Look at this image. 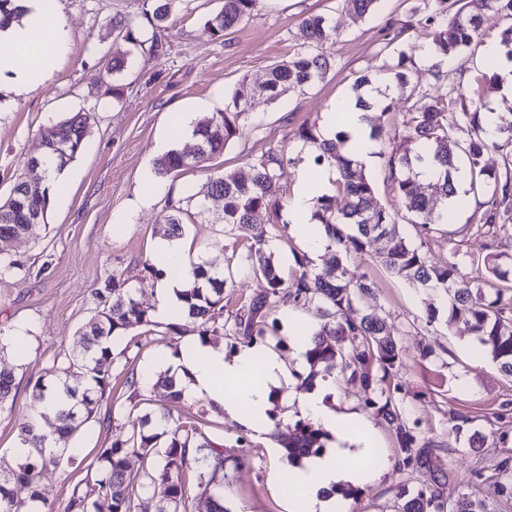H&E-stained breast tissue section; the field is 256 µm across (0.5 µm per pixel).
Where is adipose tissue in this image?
<instances>
[{"label": "adipose tissue", "mask_w": 512, "mask_h": 512, "mask_svg": "<svg viewBox=\"0 0 512 512\" xmlns=\"http://www.w3.org/2000/svg\"><path fill=\"white\" fill-rule=\"evenodd\" d=\"M23 2L27 9L23 20L0 29V76L12 78L21 89L33 79L49 78L68 47L66 22L59 12L46 8L44 0ZM324 130L329 138L344 133L353 158L360 163L373 160L377 145L354 97L339 98L331 105ZM327 179L326 170L307 171L287 205L289 230L313 258L326 247L323 238L309 232L313 195L325 187ZM159 368L188 372L185 398L223 406L253 433L270 432L271 393L285 376V365L275 351L255 345L228 357L191 341L174 360H160ZM331 390L329 382L318 379L309 389L291 395L300 416L333 433L337 445L288 466V512H336V490L341 483L375 482L388 465L371 422L356 412L331 409L325 402Z\"/></svg>", "instance_id": "obj_1"}]
</instances>
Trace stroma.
<instances>
[{
    "label": "stroma",
    "instance_id": "1",
    "mask_svg": "<svg viewBox=\"0 0 512 512\" xmlns=\"http://www.w3.org/2000/svg\"><path fill=\"white\" fill-rule=\"evenodd\" d=\"M152 0H56L69 29V44L53 75L29 90L16 92L8 80L0 81V198H6L16 180H42L40 170L24 162L38 148L40 131L83 110L91 113L89 148L62 172L63 186L54 194L47 218L32 225L12 245L21 268L0 274V366L15 372V399L0 408V471L16 465V422L29 406L31 388L54 359L75 352L80 327L93 314L95 291L110 276L131 288L148 311H156L168 298L160 280L144 269L162 243L160 228L167 223L168 202L204 188L210 175L226 170L248 174L262 152L283 153L279 191L290 197L299 173L313 165L311 149L303 147L298 129L303 123L322 122L336 99L352 95L357 77H385L399 53H407L416 66L406 87L394 86V108L384 118L387 136L404 134L408 111L422 98L446 93L447 87L431 74V35L418 21L429 15L433 0H379L364 19L350 18L345 0H258L249 18L224 38L203 32V22L218 11L221 0H177L161 39L163 55L148 47H135L119 76L106 74L105 54L112 45V22L122 18L140 27ZM310 14L341 20L342 27L320 51L331 67L312 86L289 89L278 100L256 97L241 119L242 133L205 167L191 168L160 179L161 190L151 203L137 206L136 194L148 189L153 162L164 150L192 151L191 136L172 138L173 117L194 124L204 113L228 102L240 84L265 80L269 69L288 60L300 48L298 24ZM404 26L401 36L393 29ZM123 88L121 99L107 93L109 84ZM447 230L448 238L435 237L426 245L429 259L446 264L455 259L463 272L486 253V237L467 229L481 199L463 192ZM202 218L185 228L182 238L194 259L221 258L228 284L224 314L263 292L266 283L243 263L242 243L236 241L219 219L224 201L209 199ZM383 242L367 244L363 256L354 258L359 272L376 283L373 293L359 296L358 311L392 324L399 331L401 365L397 380L406 392L405 415L438 446L437 455L448 470L441 491L457 512L469 502L483 501L491 512H512L504 504L494 480L479 477L497 454L496 442L512 449V379L505 377L482 354L474 335L464 325L426 324V291H418L391 275L377 261ZM319 328L323 319L311 305H271L267 313L270 336L264 345L276 349L287 368H294L295 329L289 314ZM158 319L152 334L129 332L112 344L111 398L126 399L124 381L135 375L152 399L155 411L170 409L165 389L154 387L147 370L160 358L183 345L182 337ZM26 340L15 345V331ZM334 408L357 412L370 419L380 448L394 456L396 425L376 417L365 406L361 393L334 375ZM189 408L202 412L207 433L224 448L230 462L245 458V465L225 471L224 499L232 512H286V485L276 478L288 462L271 436L258 437L244 429L224 409L194 399ZM468 417V429L485 436L488 445L476 450L455 443L453 416ZM130 431L128 419L113 414L111 423L92 422L77 441L78 457L91 462L98 449ZM65 464L44 480L42 494L47 512H64L76 483L86 470ZM426 472L408 473L388 467L376 482L352 489L343 500L344 512H395L393 505L401 484H432Z\"/></svg>",
    "mask_w": 512,
    "mask_h": 512
}]
</instances>
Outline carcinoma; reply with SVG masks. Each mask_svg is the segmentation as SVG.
<instances>
[{
	"mask_svg": "<svg viewBox=\"0 0 512 512\" xmlns=\"http://www.w3.org/2000/svg\"><path fill=\"white\" fill-rule=\"evenodd\" d=\"M173 2L155 0L152 11L144 13L143 27L152 30L150 49L154 52L162 47L157 31L164 27ZM256 4L257 0H224L221 9L205 21L204 32L211 37L231 34L250 16ZM491 9L512 14V0H467L458 8L453 0H435V9L424 21L425 27L431 29L435 66L475 43L483 11ZM451 10L454 15L450 18ZM23 13L19 0H0V27L20 20ZM115 28L122 42H113L107 71L119 74L129 55L125 45L143 46L145 42L122 21L116 22ZM338 29L339 24L324 15L304 17L299 24V40L304 50L274 65L266 79L248 91L276 100L292 87L310 86L322 80L330 63L315 49L336 36ZM488 78L496 81L498 75L482 72L474 77L468 93L450 91L425 99L409 111L406 134L392 143L387 160L388 181L393 195L405 205L408 223L419 228L418 244L403 232L395 216L377 203L372 181L366 177L363 166L344 151L341 133L326 139L314 126L306 124L298 129V138L316 151L314 162L336 168V189L347 203L338 211L334 197H317L314 218L324 232L326 249H337L338 256L335 263L322 269L311 267L305 255L296 257L301 272L288 286L280 268L267 254L269 230L253 221L254 214L262 209L274 219L280 218L284 204L277 180L284 155L269 150L254 161L248 176L224 171L207 182L208 193L224 199L220 223L247 242L244 260L249 270L267 283L263 294L237 310L230 333L233 345L251 347L265 341L268 334L265 309L271 302L317 306L325 323L313 333L305 352L309 372L302 384L312 383L321 373L341 369L348 375V382L360 387L366 406L378 416L399 422L397 468L437 474L432 486L411 489L402 485L397 493V512H453L440 492L441 481L448 479V472L439 464L432 442L421 436L416 425L403 418V386L396 381L400 366V348L395 339L398 329L368 313L355 316V298L372 293L374 282L346 263L343 256H360L374 237L385 238L379 264L410 285L437 293L440 301L447 302L448 326L466 325L490 360L505 376L512 377V256L497 250L493 244L473 272L463 273L451 260L442 266L432 263L422 250L425 241L433 237V225L448 223V200L458 194L454 173L461 169L469 176L470 191L485 196L482 211L474 216L476 232L495 239L512 216V107L499 114L497 135L493 140L488 139L478 99L481 83ZM371 84L366 75L355 80L357 106L364 110L379 108L369 120L374 137L380 139L384 136L381 119L391 110L393 102L382 91L379 101H367L361 90ZM248 91L237 90L224 107L194 123L191 134L201 145L194 160L172 149L155 161V176L165 177L193 165L200 166L223 153L228 142L240 135L242 111L238 102ZM90 121V113L79 111L42 129L40 138L48 146L42 159L50 158L56 166L64 167L86 151ZM492 147L504 154L503 166L497 171L483 163L485 153ZM428 160L439 165L443 175L425 191L419 186V176L420 167ZM27 185L29 182L25 180L17 181L8 197L0 200V271L21 267L4 241L26 233L28 215L32 212L44 215L50 206L52 194L48 186L36 185L28 195L22 192ZM171 211L163 229V236L168 240L182 237L185 225L203 213L201 209L192 212L181 205L171 206ZM111 281L112 287L96 291L102 306L81 327L80 350L53 361L45 375L32 386L30 411L18 424L19 442L28 445L30 452L17 469L0 472V512H21V503L15 499L13 490L17 483L31 489L30 500H39L41 482L63 462L75 460L70 449L60 442L75 440L82 427L90 422L111 421L112 410L116 408L131 419V430L110 446L98 449L94 474L86 475L75 485L66 512H101L103 503L107 504L108 512H172L176 508L179 512H193L194 501L186 489L188 479L205 497L208 512H228L224 495L218 491L224 482V449L208 438L202 419L188 411L176 416L171 412L155 414L150 409V399L140 393L134 376L126 378L129 404L103 407L110 388L114 337L135 328L149 332L154 326L150 314L131 289L115 277ZM226 284L224 265L214 260L190 263V280L186 288L177 292L181 306L168 329L176 335L192 330L203 340L224 326ZM180 319L191 324L192 329L178 323ZM336 337L348 340V352L336 348ZM74 372L84 377L78 388L70 385V374ZM14 386L13 372L0 369V407L9 401ZM154 386L169 390L170 398L176 403L183 399L174 373L159 374ZM59 393L65 396V401L55 413L53 431L41 433L39 423L44 418L41 405ZM271 437L285 448L289 460L316 454L324 448L323 435L304 421L292 428L276 422ZM131 454L143 461L138 484L127 478V458ZM491 478L500 496L511 501L512 456L493 464Z\"/></svg>",
	"mask_w": 512,
	"mask_h": 512,
	"instance_id": "1",
	"label": "carcinoma"
}]
</instances>
